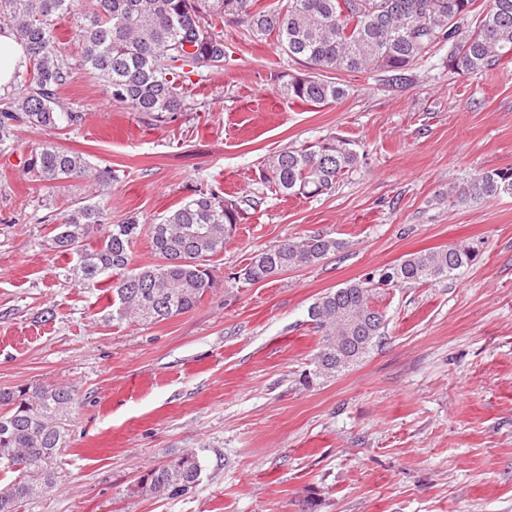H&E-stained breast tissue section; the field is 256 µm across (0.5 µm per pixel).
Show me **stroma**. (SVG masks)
I'll use <instances>...</instances> for the list:
<instances>
[{
    "mask_svg": "<svg viewBox=\"0 0 512 512\" xmlns=\"http://www.w3.org/2000/svg\"><path fill=\"white\" fill-rule=\"evenodd\" d=\"M220 72L191 76L195 108L157 124L79 73L61 91L75 131L18 133L0 155V390L56 384L77 407L54 485L22 512H512V195L460 204L449 190L512 167V64L448 71L445 52L395 87L350 73L323 107L289 101L301 65L225 22ZM335 135L361 160L332 193L258 199L212 258L214 288L154 324L113 321L101 292L58 275L42 191L18 171L49 139L117 179L113 222H152L196 190L258 198L261 161ZM314 233L341 241L313 265L249 284L257 251ZM462 244L477 258L423 286L381 287L385 332L332 378L309 306L409 254ZM186 452L203 471L184 496L138 493L144 470Z\"/></svg>",
    "mask_w": 512,
    "mask_h": 512,
    "instance_id": "1",
    "label": "stroma"
}]
</instances>
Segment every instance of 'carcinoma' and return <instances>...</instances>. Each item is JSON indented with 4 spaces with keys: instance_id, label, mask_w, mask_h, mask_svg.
Returning <instances> with one entry per match:
<instances>
[{
    "instance_id": "1",
    "label": "carcinoma",
    "mask_w": 512,
    "mask_h": 512,
    "mask_svg": "<svg viewBox=\"0 0 512 512\" xmlns=\"http://www.w3.org/2000/svg\"><path fill=\"white\" fill-rule=\"evenodd\" d=\"M0 0V27L9 28L28 53L14 82L23 92L0 98V155L17 149V132L75 129L84 113L60 97L77 71L104 82L112 102L159 124L192 104L179 91L185 68L224 69V22L246 24V38L270 37L308 72L289 76L288 99L314 107L342 101L348 85L326 73L372 70L392 86L448 46V70L487 74L512 61V0ZM69 19L79 44L66 50L57 25ZM355 143L328 136L267 158L261 193L313 198L332 192L357 167ZM20 175L53 189L68 180L92 179L110 187L113 176L95 172L86 157L41 141L21 158ZM512 195V167L474 174L452 196L460 203ZM246 211L235 196L198 191L153 224L135 215L112 223L102 202L78 201L58 213L49 249L70 258L59 275L108 296L118 321L158 323L192 309L214 286L211 258ZM150 239L159 262L129 268L132 248ZM328 234L285 240L256 254L236 279L258 283L290 268L314 264L336 251ZM470 250L450 246L418 252L388 266L374 280L331 289L310 305L308 318L323 340L314 357L316 377H333L359 361L382 337L383 313L373 306L376 288L423 285L471 265ZM77 403L73 391L54 384L0 391V512H18L27 498L53 484L49 465L63 448L56 421ZM194 453L146 470L138 492L176 498L200 481Z\"/></svg>"
}]
</instances>
